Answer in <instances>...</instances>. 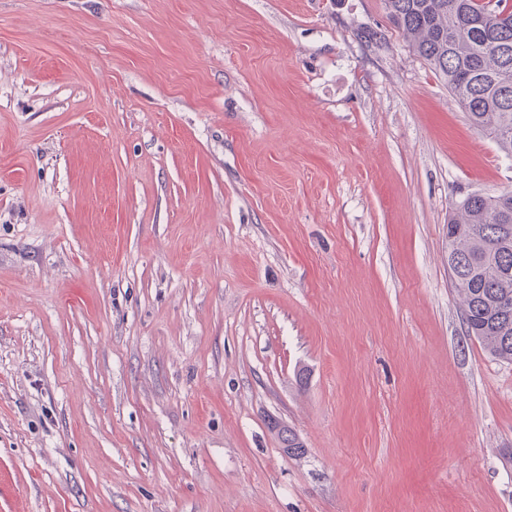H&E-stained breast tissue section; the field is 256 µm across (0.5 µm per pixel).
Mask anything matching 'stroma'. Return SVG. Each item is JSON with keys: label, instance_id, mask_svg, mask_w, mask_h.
Listing matches in <instances>:
<instances>
[{"label": "stroma", "instance_id": "35a3bbf8", "mask_svg": "<svg viewBox=\"0 0 512 512\" xmlns=\"http://www.w3.org/2000/svg\"><path fill=\"white\" fill-rule=\"evenodd\" d=\"M508 190L385 0H0V512H512ZM449 266L457 268L468 336L491 357L512 362V191L471 194L457 204L448 223Z\"/></svg>", "mask_w": 512, "mask_h": 512}]
</instances>
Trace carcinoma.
Returning <instances> with one entry per match:
<instances>
[{
	"instance_id": "cac0c4a2",
	"label": "carcinoma",
	"mask_w": 512,
	"mask_h": 512,
	"mask_svg": "<svg viewBox=\"0 0 512 512\" xmlns=\"http://www.w3.org/2000/svg\"><path fill=\"white\" fill-rule=\"evenodd\" d=\"M415 53L448 81L474 128L512 155L509 0H385ZM448 266L468 335L512 362V191L471 194L448 223Z\"/></svg>"
}]
</instances>
